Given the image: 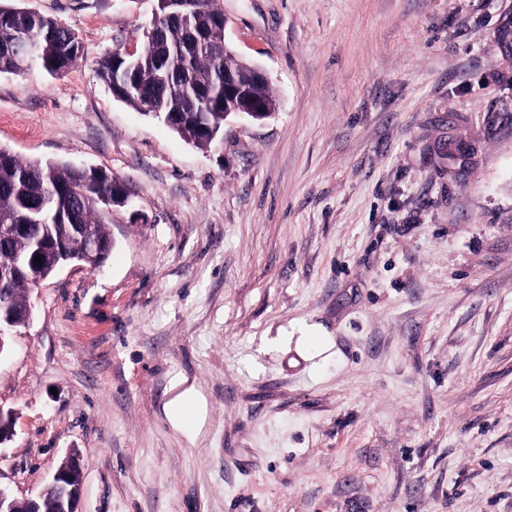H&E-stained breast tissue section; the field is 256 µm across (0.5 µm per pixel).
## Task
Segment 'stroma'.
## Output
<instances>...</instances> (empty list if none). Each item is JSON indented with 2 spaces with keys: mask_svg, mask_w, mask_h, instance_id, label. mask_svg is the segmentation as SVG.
I'll return each instance as SVG.
<instances>
[{
  "mask_svg": "<svg viewBox=\"0 0 512 512\" xmlns=\"http://www.w3.org/2000/svg\"><path fill=\"white\" fill-rule=\"evenodd\" d=\"M0 3L83 38L0 74V145L129 193L7 333L1 488L75 451L80 512H512V0H217L276 110L207 149L98 77L155 0Z\"/></svg>",
  "mask_w": 512,
  "mask_h": 512,
  "instance_id": "35a3bbf8",
  "label": "stroma"
}]
</instances>
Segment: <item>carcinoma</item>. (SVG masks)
<instances>
[{
  "mask_svg": "<svg viewBox=\"0 0 512 512\" xmlns=\"http://www.w3.org/2000/svg\"><path fill=\"white\" fill-rule=\"evenodd\" d=\"M161 37L143 52L142 63L125 79L137 89L121 95V101L140 112H173L169 127L196 147H210L214 140L198 131L200 113H208L213 133H220L224 122V72L246 76L251 65L232 51L224 50V37L213 28L222 14L216 0H172L157 4ZM34 27L39 46L28 56L16 55L13 32L18 27ZM82 54L79 35L60 21L0 5V73L21 74L31 66L52 73L59 64L72 68ZM107 54L98 63V74L107 85L122 82ZM112 196V178L78 171L68 163L24 161L0 146V220L25 224V234L9 243L10 255L34 262L37 273L50 276L65 258H85L86 235L95 237L112 251L106 229L109 208L104 198ZM35 287L25 277L14 280L8 295L9 306L18 322L28 315V294Z\"/></svg>",
  "mask_w": 512,
  "mask_h": 512,
  "instance_id": "obj_1",
  "label": "carcinoma"
}]
</instances>
